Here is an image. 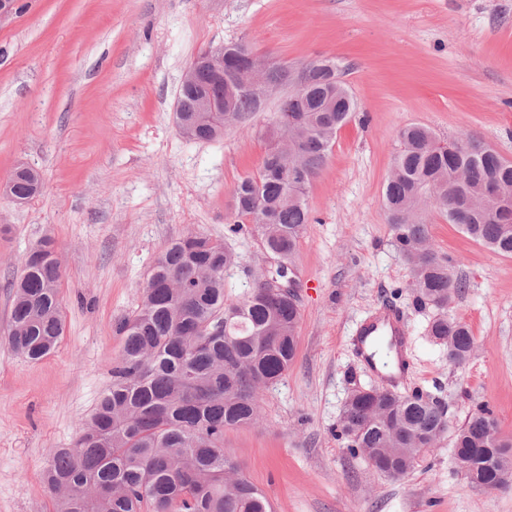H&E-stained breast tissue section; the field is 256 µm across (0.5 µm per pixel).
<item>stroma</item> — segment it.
Returning <instances> with one entry per match:
<instances>
[{
  "instance_id": "stroma-1",
  "label": "stroma",
  "mask_w": 512,
  "mask_h": 512,
  "mask_svg": "<svg viewBox=\"0 0 512 512\" xmlns=\"http://www.w3.org/2000/svg\"><path fill=\"white\" fill-rule=\"evenodd\" d=\"M0 23V182L36 168L41 193L0 197V512H48L41 476L112 383L117 324L142 302L156 259L190 231L224 239L239 262L227 302L277 266L258 236H235L232 189L257 174L288 88L210 142L185 138L175 110L204 48L239 41L275 64L332 58L356 101L306 191L310 222L288 262L298 284L297 356L265 388L257 423L226 430L273 512H512V491L456 469L453 430L481 408L512 437V257L427 210L430 243L465 285L448 307L475 348L463 367L426 334L411 266L384 204L399 131L476 134L512 160V0H17ZM56 245L64 331L38 361L5 339L10 283L43 237ZM403 313L409 375L447 410V434L404 478L374 472L340 435L353 389L378 384L355 355L358 322Z\"/></svg>"
}]
</instances>
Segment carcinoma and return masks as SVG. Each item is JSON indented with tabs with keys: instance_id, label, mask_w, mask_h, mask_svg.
Wrapping results in <instances>:
<instances>
[{
	"instance_id": "cac0c4a2",
	"label": "carcinoma",
	"mask_w": 512,
	"mask_h": 512,
	"mask_svg": "<svg viewBox=\"0 0 512 512\" xmlns=\"http://www.w3.org/2000/svg\"><path fill=\"white\" fill-rule=\"evenodd\" d=\"M324 64L316 86L289 93L288 111L278 113L284 133L289 119H300L303 170L289 169L268 151L259 172L232 191L235 220L229 231L258 233L264 248L284 262L310 220L301 188L320 175L337 131L355 109L340 67L331 60ZM211 85L202 74L194 89L180 92L191 140L224 136L225 113L191 111ZM269 93L243 91L232 119L241 123L262 111ZM400 139L385 186L391 228L413 266L417 303L438 310L430 336L446 345L449 364L462 367L474 339L447 310L463 283L429 246L428 224L418 215L429 204L475 242L512 256V214L501 206V198H512V167L499 166L491 156L451 153L436 145L424 125L404 128ZM40 183L38 171L27 167L10 175L7 189L26 200ZM236 263L224 241L198 232L171 242L157 259L141 305L117 324L124 343L112 385L75 442L49 455L42 481L51 512H271L224 447V431L256 423L264 389L288 373L300 310L264 281L253 283L240 302L224 303V272ZM60 279L53 241L44 239L24 256L11 282L8 339L17 354L37 360L57 344L64 329ZM352 396L341 425L353 448H430L448 429L445 407L420 391L382 389L375 404L358 390ZM454 447L471 465V482L512 488L495 478L481 456L484 448L496 449L503 470L512 472V439L490 429L488 410L469 416L455 433Z\"/></svg>"
}]
</instances>
